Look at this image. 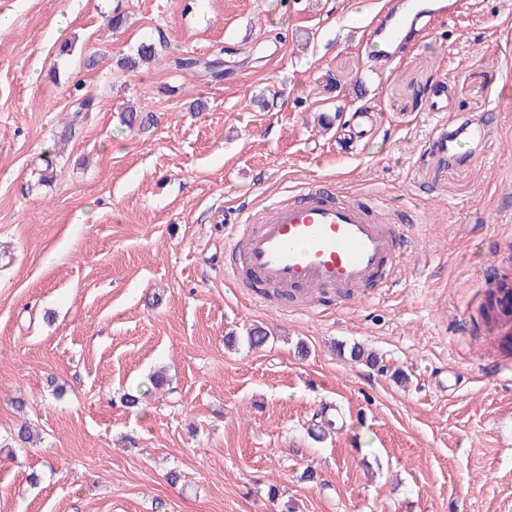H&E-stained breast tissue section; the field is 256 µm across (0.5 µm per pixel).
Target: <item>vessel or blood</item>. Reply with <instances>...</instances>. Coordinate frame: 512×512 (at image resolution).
<instances>
[{"label": "vessel or blood", "mask_w": 512, "mask_h": 512, "mask_svg": "<svg viewBox=\"0 0 512 512\" xmlns=\"http://www.w3.org/2000/svg\"><path fill=\"white\" fill-rule=\"evenodd\" d=\"M456 0H386L368 24L366 46L390 64L457 10ZM494 131L491 122L450 117L435 137L456 157L462 147L479 156ZM235 234L225 245L236 263L225 266L229 281L252 273L290 296L299 308L319 300L324 289L347 300L367 288L388 291L399 282L398 246L407 225L382 217L377 197L340 202L323 184L308 185L259 208L226 213Z\"/></svg>", "instance_id": "obj_1"}]
</instances>
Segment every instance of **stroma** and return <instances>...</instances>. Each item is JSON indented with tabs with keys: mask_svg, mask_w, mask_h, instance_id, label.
Returning a JSON list of instances; mask_svg holds the SVG:
<instances>
[{
	"mask_svg": "<svg viewBox=\"0 0 512 512\" xmlns=\"http://www.w3.org/2000/svg\"><path fill=\"white\" fill-rule=\"evenodd\" d=\"M379 6L0 0V442L39 431L0 452V512H512V335L481 316L487 264L512 268V109L475 160L433 147L430 109L441 85L483 117L512 86V0H464L377 68ZM143 42L157 60L123 70ZM363 109L378 123L347 145ZM322 180L411 224L398 286L304 313L232 287L225 208ZM355 344L382 368L336 351ZM156 371L170 390H149ZM328 405L336 430L313 441Z\"/></svg>",
	"mask_w": 512,
	"mask_h": 512,
	"instance_id": "35a3bbf8",
	"label": "stroma"
}]
</instances>
